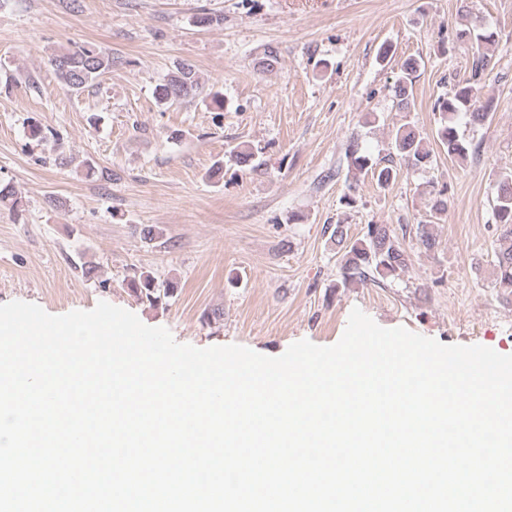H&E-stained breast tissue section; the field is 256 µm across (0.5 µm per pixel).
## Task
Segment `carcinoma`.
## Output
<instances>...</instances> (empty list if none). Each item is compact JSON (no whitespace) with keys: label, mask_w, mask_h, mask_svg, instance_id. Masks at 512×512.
Here are the masks:
<instances>
[{"label":"carcinoma","mask_w":512,"mask_h":512,"mask_svg":"<svg viewBox=\"0 0 512 512\" xmlns=\"http://www.w3.org/2000/svg\"><path fill=\"white\" fill-rule=\"evenodd\" d=\"M456 37L470 44V76L452 95L436 100L434 110L438 112L439 120L435 138L446 150L448 157L465 161L475 153V149L460 137L457 121L464 114L469 123L481 125L492 114V101L482 99V89L486 77L495 68V54L491 50V46L495 45V33L488 30L477 16L469 26L457 32ZM49 62L62 85L74 93L96 85L98 79L112 69V55L93 47L56 54ZM279 65L280 55L273 47L266 48L257 63L263 73L272 72ZM420 67L421 61L416 57H408L396 64L391 91L402 112L410 111L413 106L412 87ZM201 96L208 100L209 107L214 110L222 111L226 107L222 94L204 93V85L196 67L185 61L177 63L167 78L155 88V99L163 106L182 104ZM29 136L49 147L50 153L56 155V158H63L62 143L58 139L50 140L41 125H30ZM229 154L237 166L250 165L252 170H257V166L252 164L254 152L251 147L238 144L230 149ZM346 158L353 180L369 176L380 188L385 189L397 179V163H404L415 170L429 162L431 151L420 132L405 124L391 133L389 158L386 162L373 160L355 141L348 144ZM446 192L445 188L438 191V198L428 203L429 214L426 219L417 224L419 241L429 253L438 248V240L432 231V217L447 210L448 200L443 198ZM493 216L501 230L495 249L497 280L500 287L512 288V174H504L499 179ZM330 240L336 245L338 255V288L396 279L411 267L410 254L387 224H368L362 236L353 239L349 237L346 225L338 223L331 227ZM129 288L138 300L155 306L173 296L178 284L172 280L160 282L151 273L143 272L129 282Z\"/></svg>","instance_id":"cac0c4a2"}]
</instances>
